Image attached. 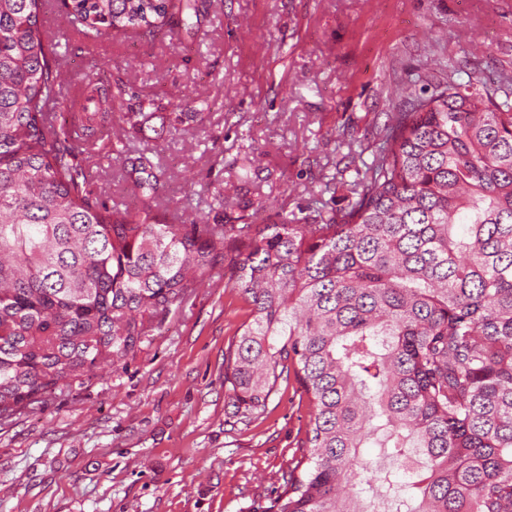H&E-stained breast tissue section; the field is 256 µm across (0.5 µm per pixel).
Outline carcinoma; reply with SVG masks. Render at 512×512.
<instances>
[{
	"mask_svg": "<svg viewBox=\"0 0 512 512\" xmlns=\"http://www.w3.org/2000/svg\"><path fill=\"white\" fill-rule=\"evenodd\" d=\"M43 5L0 0V422L126 362L222 261L250 306L224 352L238 421L291 375L311 405L272 512H512V80L419 74L372 163L324 182L348 208L315 224H164L100 201L73 131L46 130ZM61 7L98 38L175 3Z\"/></svg>",
	"mask_w": 512,
	"mask_h": 512,
	"instance_id": "cac0c4a2",
	"label": "carcinoma"
}]
</instances>
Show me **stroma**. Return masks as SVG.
Returning a JSON list of instances; mask_svg holds the SVG:
<instances>
[{
    "mask_svg": "<svg viewBox=\"0 0 512 512\" xmlns=\"http://www.w3.org/2000/svg\"><path fill=\"white\" fill-rule=\"evenodd\" d=\"M179 24L84 39L46 0L42 26L64 60L47 125L107 112L78 141L95 195L143 200L123 156L165 175L161 221L221 213L277 224L317 218L312 193L371 162L375 132L417 70L467 61L512 79V0H196ZM124 112L191 113L176 137ZM249 306L216 267L134 358L98 369L38 410L0 424V512H265L301 459L309 399L281 383L267 414L238 423L224 351Z\"/></svg>",
    "mask_w": 512,
    "mask_h": 512,
    "instance_id": "35a3bbf8",
    "label": "stroma"
}]
</instances>
